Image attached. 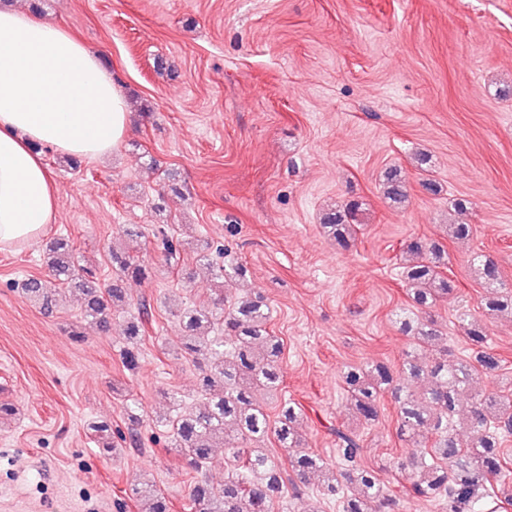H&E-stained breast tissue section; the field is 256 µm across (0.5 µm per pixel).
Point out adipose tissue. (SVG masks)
I'll list each match as a JSON object with an SVG mask.
<instances>
[{
    "label": "adipose tissue",
    "instance_id": "adipose-tissue-1",
    "mask_svg": "<svg viewBox=\"0 0 512 512\" xmlns=\"http://www.w3.org/2000/svg\"><path fill=\"white\" fill-rule=\"evenodd\" d=\"M126 130L124 96L97 54L58 25L0 9V249L35 241L55 219L42 149L97 158Z\"/></svg>",
    "mask_w": 512,
    "mask_h": 512
}]
</instances>
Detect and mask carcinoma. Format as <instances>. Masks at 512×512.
Here are the masks:
<instances>
[{
  "label": "carcinoma",
  "mask_w": 512,
  "mask_h": 512,
  "mask_svg": "<svg viewBox=\"0 0 512 512\" xmlns=\"http://www.w3.org/2000/svg\"><path fill=\"white\" fill-rule=\"evenodd\" d=\"M382 188L393 202L407 197L404 181L392 170ZM322 228L336 244L349 247L356 236L355 207L327 213ZM151 235L170 260L184 247L173 240L167 224L154 226ZM208 249L207 242L196 247L198 260L210 265L217 280L216 306H184L174 313L182 337L180 356L204 361L200 402L189 409L175 402L158 423L170 431L167 445L193 470L212 464L215 449L222 448L232 458L234 472L220 487L205 476L198 478L189 489V512H285L288 469L295 476L293 494L316 479L320 493L336 499L340 512H385L395 506L396 497L379 471L360 462L364 445L358 428L378 421L387 393L397 403L398 435L415 449L401 463L408 483L405 495L436 502L442 512H486L492 500L512 503V471L503 448L512 434V379L498 393L471 391L475 376L501 370V359L485 324L462 307L456 313L457 327L470 353L448 364L447 332L432 315L436 305L453 298L455 291L447 276L448 250L440 241L414 238L403 247L400 277L410 307L397 314V322L409 338L410 350L399 370L379 361L350 365L342 372L355 426L331 428L338 460L334 467L313 452L288 454L284 464L261 447L271 435L286 452L299 447L303 414L285 401L272 423L266 406L256 399L259 390L280 389L283 343L269 329L264 295L247 287L248 267L235 258L217 263L205 255ZM45 253L54 288L29 278L21 284L24 293L49 308L57 289H75L83 296V318L99 324L104 332L112 329V305L126 302L124 284L147 280L153 273L144 257L114 246L108 249L112 278L107 283L99 281L93 267L80 263L65 237L50 241ZM470 269L486 288L483 313L512 317V287L504 284L497 263L477 255L470 260ZM149 314L151 305L140 301L137 314L123 325L126 340H142ZM219 326L232 333L231 342L212 335ZM140 411L141 403L129 399L125 412L131 428L122 441L136 447L141 445L134 428ZM88 429L100 452L108 455L117 447L111 422L92 421ZM132 496L140 512H170V502L154 484L133 488Z\"/></svg>",
  "instance_id": "carcinoma-1"
}]
</instances>
